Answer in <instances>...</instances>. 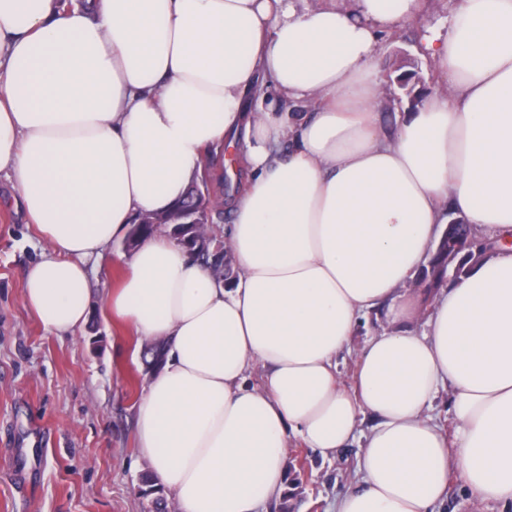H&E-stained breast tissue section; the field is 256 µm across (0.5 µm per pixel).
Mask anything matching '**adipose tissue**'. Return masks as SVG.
<instances>
[{
	"mask_svg": "<svg viewBox=\"0 0 512 512\" xmlns=\"http://www.w3.org/2000/svg\"><path fill=\"white\" fill-rule=\"evenodd\" d=\"M427 12L0 0V174L48 246L23 302L57 333L91 314L86 258L246 145L224 229L233 277L159 231L104 296L165 347L136 418L176 512H262L285 491L293 436L326 454L359 445L336 512H435L453 475L474 502L512 501V0H454L449 31L425 28L444 89L386 127L381 39ZM454 219L503 245L433 290L417 335L408 286ZM371 310L393 328L359 349L349 391L336 358ZM443 388L451 440L430 415Z\"/></svg>",
	"mask_w": 512,
	"mask_h": 512,
	"instance_id": "ef3b65f1",
	"label": "adipose tissue"
}]
</instances>
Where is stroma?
Returning <instances> with one entry per match:
<instances>
[{"instance_id":"obj_1","label":"stroma","mask_w":512,"mask_h":512,"mask_svg":"<svg viewBox=\"0 0 512 512\" xmlns=\"http://www.w3.org/2000/svg\"><path fill=\"white\" fill-rule=\"evenodd\" d=\"M452 0H429L423 22L383 39L380 68L398 75L401 53L425 88L435 74L420 47L424 26H448ZM47 251L21 213L0 207V512H147L137 492L149 464L139 452L136 405L150 376L134 332L113 322L103 294L124 274L122 243L88 262L92 311L88 323L57 335L25 306L23 274ZM382 313L361 320L336 374L351 385L355 351L388 330ZM289 456L303 458L309 479L293 512H335L355 476L356 452L326 456L290 439Z\"/></svg>"}]
</instances>
